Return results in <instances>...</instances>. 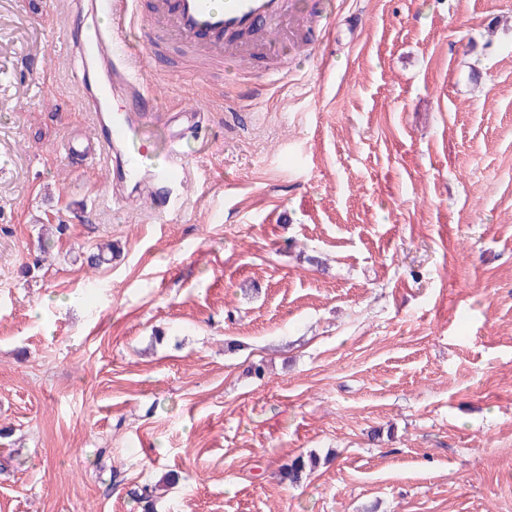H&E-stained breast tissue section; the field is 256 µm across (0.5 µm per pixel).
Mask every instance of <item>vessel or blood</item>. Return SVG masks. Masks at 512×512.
Instances as JSON below:
<instances>
[{"label": "vessel or blood", "mask_w": 512, "mask_h": 512, "mask_svg": "<svg viewBox=\"0 0 512 512\" xmlns=\"http://www.w3.org/2000/svg\"><path fill=\"white\" fill-rule=\"evenodd\" d=\"M94 7L105 23L86 32L78 49L82 59L100 66L105 81L83 107L101 113L114 95L125 103L123 113L97 137L92 151L93 163L107 166L119 144H130L131 159L141 158L138 125L154 119L159 111L139 77L143 54L153 48L154 38L184 45L203 58L243 64L280 55L293 45L301 22L292 0H154L147 14L139 11L137 0H95ZM201 112V106L190 105L171 116L173 141H183L196 131ZM184 184V156L173 149L155 166L143 191L155 212L166 215Z\"/></svg>", "instance_id": "b4317fda"}]
</instances>
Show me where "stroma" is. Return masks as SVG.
Wrapping results in <instances>:
<instances>
[{
  "label": "stroma",
  "mask_w": 512,
  "mask_h": 512,
  "mask_svg": "<svg viewBox=\"0 0 512 512\" xmlns=\"http://www.w3.org/2000/svg\"><path fill=\"white\" fill-rule=\"evenodd\" d=\"M69 2L0 0V512L169 471L157 512H512V0H296L285 74L152 63L149 147L209 107L163 219L63 153L112 118ZM201 112H208L203 105H190L170 117L173 125L172 144L183 141L187 133H194L201 123ZM172 145V146H173Z\"/></svg>",
  "instance_id": "stroma-1"
}]
</instances>
